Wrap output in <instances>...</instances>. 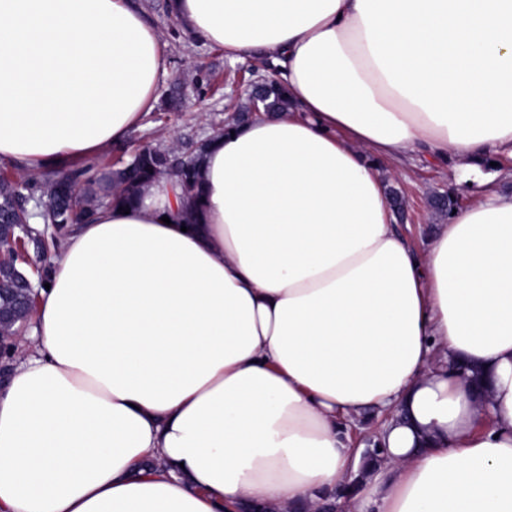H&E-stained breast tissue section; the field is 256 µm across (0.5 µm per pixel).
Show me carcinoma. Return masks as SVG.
<instances>
[{
	"instance_id": "1",
	"label": "carcinoma",
	"mask_w": 512,
	"mask_h": 512,
	"mask_svg": "<svg viewBox=\"0 0 512 512\" xmlns=\"http://www.w3.org/2000/svg\"><path fill=\"white\" fill-rule=\"evenodd\" d=\"M264 80L258 87L247 93L246 102L239 107L242 113L239 122L246 121L253 112L255 98L262 101L263 111L270 114H284L291 111L293 104L285 88L279 82L277 68L272 63L264 65ZM185 103L183 87L173 86L165 95L161 111L176 114ZM208 147L207 142L190 144L188 158L178 164L171 150L160 144L141 145L132 152L119 148L121 154H129L128 160L113 173L118 189L114 195L102 194L96 189L97 181L92 168L65 169L42 173L31 177L25 184L0 177V225L20 224L27 219L21 199L32 196L39 201L41 221L57 229L92 220L97 209L114 201H129L152 180L166 175L174 182L177 197L184 199L196 191V170ZM25 296V290L5 273L0 276V305L8 307L15 300Z\"/></svg>"
}]
</instances>
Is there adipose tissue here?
<instances>
[{
  "label": "adipose tissue",
  "instance_id": "ef3b65f1",
  "mask_svg": "<svg viewBox=\"0 0 512 512\" xmlns=\"http://www.w3.org/2000/svg\"><path fill=\"white\" fill-rule=\"evenodd\" d=\"M293 112L69 228L0 384V512H512V193L414 249L392 161L512 155V0H172ZM168 45L130 0H0V162L139 127ZM386 415L365 460L351 429Z\"/></svg>",
  "mask_w": 512,
  "mask_h": 512
}]
</instances>
